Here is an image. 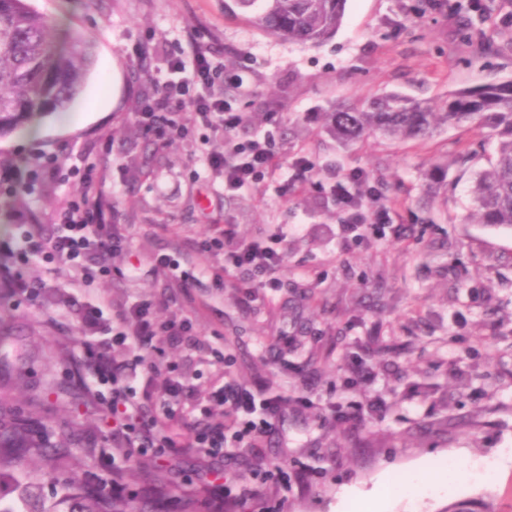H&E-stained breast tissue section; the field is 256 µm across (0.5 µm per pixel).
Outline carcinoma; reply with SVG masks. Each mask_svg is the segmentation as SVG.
<instances>
[{"label":"carcinoma","instance_id":"1","mask_svg":"<svg viewBox=\"0 0 512 512\" xmlns=\"http://www.w3.org/2000/svg\"><path fill=\"white\" fill-rule=\"evenodd\" d=\"M346 0H233L258 30L275 37L319 44L336 32ZM96 63L92 42L60 37L56 25L26 0H0V140L24 129L35 118L65 108L83 93ZM477 123L497 138L496 156L475 176L478 224L512 229V81L448 94L442 105L397 94L376 98L368 108H338L325 113V127L337 142L366 136L412 139L445 125ZM54 377L28 396V411L14 409L0 389V512H168L170 491L161 465L141 466L154 490L104 492L83 480V468L98 448L83 443L64 419L68 404L53 402L47 413L51 433L32 416L43 412L55 393ZM65 481L47 496L44 486ZM180 512H224L203 491H187ZM443 512H498L493 503L455 501Z\"/></svg>","mask_w":512,"mask_h":512}]
</instances>
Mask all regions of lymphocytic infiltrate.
<instances>
[{
    "instance_id": "f902f5d3",
    "label": "lymphocytic infiltrate",
    "mask_w": 512,
    "mask_h": 512,
    "mask_svg": "<svg viewBox=\"0 0 512 512\" xmlns=\"http://www.w3.org/2000/svg\"><path fill=\"white\" fill-rule=\"evenodd\" d=\"M243 121V114L224 99L223 67L216 63L208 46L193 38L179 55L170 59L155 98L139 113L141 126L159 138L186 136L189 126L194 124L228 132ZM271 141V135L265 133L221 154L205 152L204 160L210 168L223 171L225 189L252 187L278 165ZM74 174L82 191L59 213L56 231L46 236L40 225L31 224L23 240L26 254L68 267L75 273L79 286L89 289L107 274L105 257L127 249L130 238L124 225L115 222L113 206L92 166L75 169ZM367 182V176L359 173L336 187L337 201L353 212L344 230L356 241L371 235L383 236L391 221L385 211L363 214L361 193ZM198 250L223 255L224 272L247 273L257 278L262 288L279 285L277 274L284 261L279 238L247 240L239 236L236 225H217L199 242ZM121 321L122 329L114 333V340L150 354V374H167L165 399L159 408L161 414L172 415V401L187 396L190 385L176 366L157 359L155 353L162 345H174L187 338L192 329L190 320L157 319L151 302L144 300L130 306ZM86 365L98 384L111 388L110 395L99 397L98 402L112 422V444L117 448H163L171 455L179 449L192 448L203 462L210 463L223 459L229 449L242 443H257L272 431L273 420L280 411V396L258 394L227 382L207 396L208 402L223 407V420H195L187 424L186 437L176 439L162 434L157 428L158 416L145 411L130 383L129 364L115 361L102 349Z\"/></svg>"
}]
</instances>
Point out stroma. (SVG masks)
Instances as JSON below:
<instances>
[{"instance_id":"stroma-1","label":"stroma","mask_w":512,"mask_h":512,"mask_svg":"<svg viewBox=\"0 0 512 512\" xmlns=\"http://www.w3.org/2000/svg\"><path fill=\"white\" fill-rule=\"evenodd\" d=\"M58 23L62 36L97 47L83 94L66 113L41 121L38 139L17 132L0 157L21 169L41 152L56 157L51 181L30 183L26 206L0 196V320L13 334L0 357L35 346L29 386L54 375L77 398L69 421L97 442L88 471L106 477L132 461L169 467V482L188 489L205 479L229 497L233 512H444L449 503L493 499L512 512V229L474 224V177L494 142L475 125L430 137L372 135L342 147L323 131V115L365 107L388 93L445 101L449 93L512 80V52L502 42L495 0L483 40L461 42L463 15L426 14L417 0H347L339 28L317 45L281 40L224 9V0H28ZM195 35L239 76L225 86L245 123L232 137L198 128L161 143L136 113L168 61ZM273 132L281 165L259 186L228 196L224 179L204 168L202 148L227 149ZM309 160L314 173L301 166ZM93 164L127 225L129 250L107 257L110 272L95 294L68 288L65 270L33 257L20 261L30 213L53 233L58 213L80 192L71 167ZM372 184L363 206L391 210L383 238L345 241L343 212L330 187L349 172ZM217 224L241 236L278 235L285 257L276 288L251 289L243 273H213L220 255L195 256L185 287L155 276L161 254L182 259ZM134 303L151 298L155 314L189 317L197 343L167 350L195 394L169 427L184 432L204 393L233 379L282 395L286 404L261 448H236L204 476L195 455L154 451L124 456L77 364L88 359L113 317L84 321L95 295ZM230 355L216 363L214 351ZM469 475L452 491L436 482L450 459Z\"/></svg>"}]
</instances>
